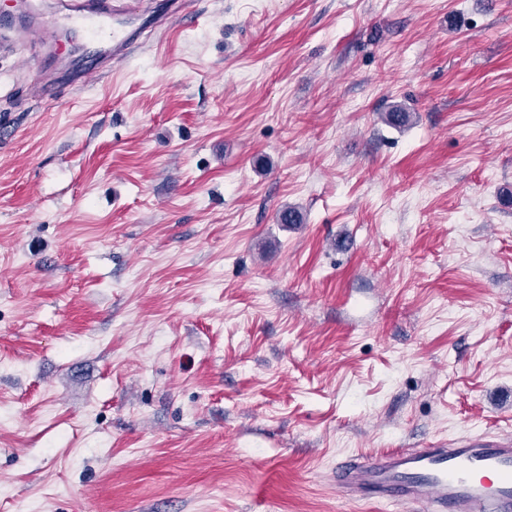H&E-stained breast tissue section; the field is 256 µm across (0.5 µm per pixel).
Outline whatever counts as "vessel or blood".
I'll use <instances>...</instances> for the list:
<instances>
[{
  "instance_id": "vessel-or-blood-1",
  "label": "vessel or blood",
  "mask_w": 512,
  "mask_h": 512,
  "mask_svg": "<svg viewBox=\"0 0 512 512\" xmlns=\"http://www.w3.org/2000/svg\"><path fill=\"white\" fill-rule=\"evenodd\" d=\"M135 18V11L116 0H74L56 21L21 28L15 38L40 51L59 47L61 29L77 31L86 54L76 80L86 86L138 39ZM333 484L349 502L414 512H512V438L473 437L402 448L377 459L351 458L337 465Z\"/></svg>"
}]
</instances>
